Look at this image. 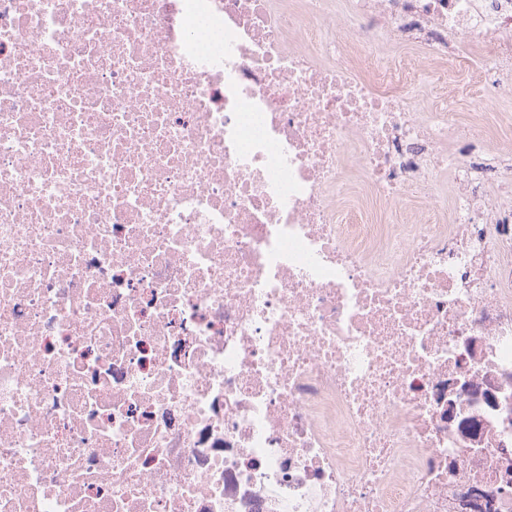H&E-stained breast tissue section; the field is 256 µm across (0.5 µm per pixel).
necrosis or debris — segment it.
<instances>
[{
  "mask_svg": "<svg viewBox=\"0 0 512 512\" xmlns=\"http://www.w3.org/2000/svg\"><path fill=\"white\" fill-rule=\"evenodd\" d=\"M408 45L512 0H0V512H512V114ZM501 105H503L501 102L494 101L481 80L474 78L468 87L467 96L460 101H456L452 108L455 112L460 113L461 122L466 123L468 114L474 112L475 106H480L482 108L481 112H500Z\"/></svg>",
  "mask_w": 512,
  "mask_h": 512,
  "instance_id": "necrosis-or-debris-1",
  "label": "necrosis or debris"
}]
</instances>
